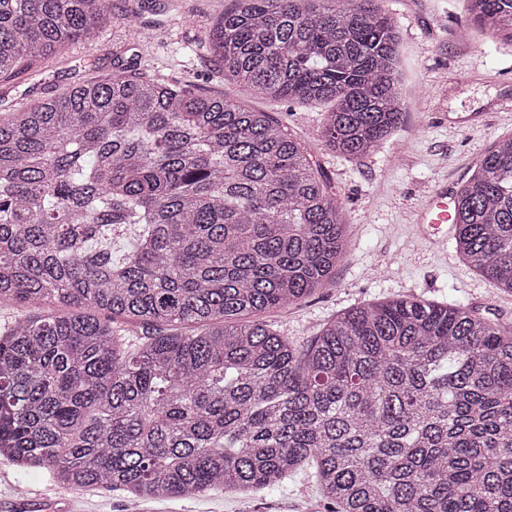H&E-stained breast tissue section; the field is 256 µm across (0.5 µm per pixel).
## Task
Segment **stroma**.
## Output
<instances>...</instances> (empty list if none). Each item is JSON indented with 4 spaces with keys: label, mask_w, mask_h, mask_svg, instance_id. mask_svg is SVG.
Listing matches in <instances>:
<instances>
[{
    "label": "stroma",
    "mask_w": 512,
    "mask_h": 512,
    "mask_svg": "<svg viewBox=\"0 0 512 512\" xmlns=\"http://www.w3.org/2000/svg\"><path fill=\"white\" fill-rule=\"evenodd\" d=\"M234 0H145L141 23L152 40L125 50V59L148 74L171 75L210 94H226L271 115L318 163L323 179L343 203L348 226L347 261L331 285L301 303L267 314L288 338L309 339L328 320L361 303L417 296L461 303L512 321V296L471 270L446 247L436 254L413 235L418 209L439 186L457 189L475 161L502 137L512 135V44L486 31L460 38L465 0H379L399 26L404 122L377 150L346 158L330 152L322 137L323 107L273 102L225 80L213 58L198 51L191 67L176 65L162 43L203 39L208 22ZM126 0H112V15L98 38L69 46L63 56L21 74L18 90L34 97L59 93L69 84L111 73L113 53L126 39ZM66 512H131L125 491L75 489L53 482L47 471L26 469L0 457V512L25 500L26 512H42L44 496ZM141 512H324L308 473L241 495L212 490L195 498L140 503Z\"/></svg>",
    "instance_id": "35a3bbf8"
}]
</instances>
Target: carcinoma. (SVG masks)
Masks as SVG:
<instances>
[{
  "instance_id": "cac0c4a2",
  "label": "carcinoma",
  "mask_w": 512,
  "mask_h": 512,
  "mask_svg": "<svg viewBox=\"0 0 512 512\" xmlns=\"http://www.w3.org/2000/svg\"><path fill=\"white\" fill-rule=\"evenodd\" d=\"M512 44V0H468ZM112 0H0V84L92 40ZM224 77L331 103L340 156L400 127L376 0H236ZM452 243L512 294V136L455 194ZM342 202L267 112L112 72L0 111V456L135 502L247 494L303 470L331 512H512V323L400 297L305 342L257 319L333 281Z\"/></svg>"
}]
</instances>
